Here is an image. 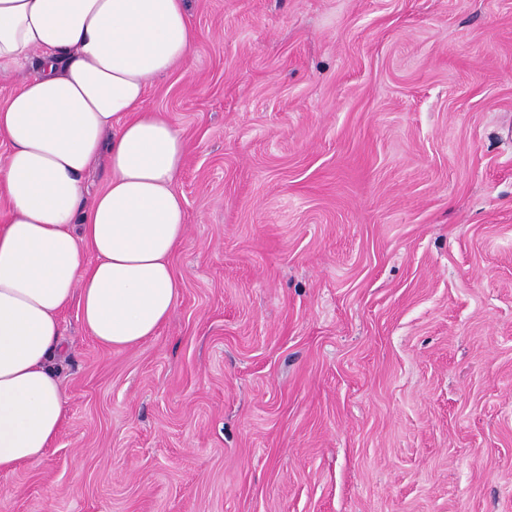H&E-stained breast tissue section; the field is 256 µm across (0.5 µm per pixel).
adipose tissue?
I'll return each mask as SVG.
<instances>
[{
    "mask_svg": "<svg viewBox=\"0 0 512 512\" xmlns=\"http://www.w3.org/2000/svg\"><path fill=\"white\" fill-rule=\"evenodd\" d=\"M198 38L187 0H0V74L37 66L0 107V470L61 430L70 303L110 349L155 336L176 303L186 145L147 91ZM101 157L109 180L88 202Z\"/></svg>",
    "mask_w": 512,
    "mask_h": 512,
    "instance_id": "1",
    "label": "adipose tissue"
}]
</instances>
